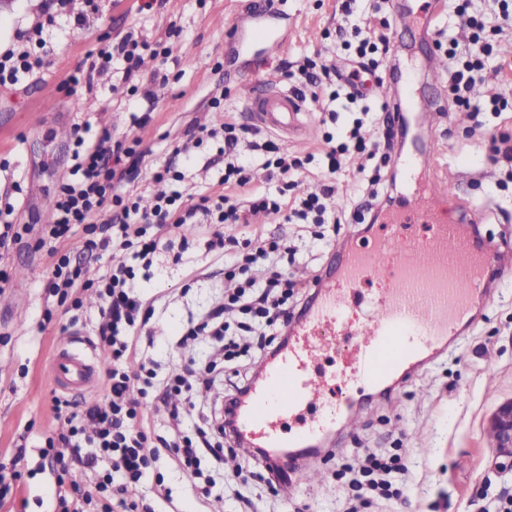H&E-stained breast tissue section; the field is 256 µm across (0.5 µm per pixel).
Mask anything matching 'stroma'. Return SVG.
<instances>
[{
  "label": "stroma",
  "mask_w": 512,
  "mask_h": 512,
  "mask_svg": "<svg viewBox=\"0 0 512 512\" xmlns=\"http://www.w3.org/2000/svg\"><path fill=\"white\" fill-rule=\"evenodd\" d=\"M250 0H165L162 8L140 14L136 0H105L103 13L91 17L81 33L67 23L53 30L51 64L19 83L0 86V197L18 195V223L44 224L54 190L72 165L74 124L90 122L94 133H120L133 129L146 150L147 163H163L182 144L191 122H218L210 109L213 90L223 89L224 103L234 109L239 123L255 126L246 102L245 87L255 80L276 76L281 61H302L321 54L336 57V29L342 22V0H274L288 18L287 45L276 60L251 70L233 61L234 36L250 24ZM43 0H0V52L16 47V32L40 13ZM431 32L408 21L391 26V43L414 47L413 55L379 60L378 73L391 78L392 67H413L414 86L421 109L435 108L430 152L420 172L447 178L459 210L480 214V235L494 242L512 241V182L506 164L494 163L490 150L494 136H512L511 109L471 115L448 101V69L452 62L435 45V32L444 29L457 43L458 55L472 50L470 30L460 26L453 0H439ZM180 34L167 38L169 25ZM148 40L166 39L170 57L165 65L147 58L142 74L164 67L170 77L155 86V118L146 126L131 128L129 108L112 93V75L95 78L92 90L70 95L64 80L104 45L118 41L129 30ZM280 88L292 89L296 75L276 76ZM314 103H306L303 121L312 123L307 142L280 134L283 148L310 157L306 171L295 178L294 194L318 191L323 180L320 154L325 131L346 133L352 116L339 111L335 121L322 123ZM216 225L188 236L184 246L161 258L163 274L147 281L141 293L152 302L149 326L156 339L150 353L159 373L211 354L207 341L175 349L180 328L189 315L219 305L224 298V260L208 252L206 242ZM325 240L301 237L294 270L326 272L337 262L341 247L362 239L358 224H329ZM11 283L0 293V472L17 474L20 491L8 503V512H46L54 499L57 479L72 482L65 463L47 460L38 471L34 459H18L20 443L42 446L57 426V401L80 403L100 398V389L79 394L56 388L50 361L60 336L74 334L78 347H86L87 332L71 326L70 315L58 306L49 290L52 260L47 250L33 245L14 248L10 256ZM501 273L490 270L496 285L493 302L483 311L471 332L456 346L419 373L404 378L392 393L356 402L353 428L332 436L315 451L293 461L287 483L267 485L249 477L239 481V493L225 491L243 453L224 457V471L211 500L195 499L188 476L172 461L160 472L172 500L159 512H341L344 490L336 478L341 465H358L365 449H399L410 480L401 497L378 499L365 512H482L490 501L484 490L499 492L506 484L491 469L494 440L493 414L512 400V283L500 285ZM53 318L44 321L45 307ZM317 479L305 481V471Z\"/></svg>",
  "instance_id": "1"
}]
</instances>
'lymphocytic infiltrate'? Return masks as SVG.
Returning a JSON list of instances; mask_svg holds the SVG:
<instances>
[{"instance_id": "f902f5d3", "label": "lymphocytic infiltrate", "mask_w": 512, "mask_h": 512, "mask_svg": "<svg viewBox=\"0 0 512 512\" xmlns=\"http://www.w3.org/2000/svg\"><path fill=\"white\" fill-rule=\"evenodd\" d=\"M341 9L345 24L338 30V40L348 52L345 63L336 67L321 58L308 57L299 68L323 111L333 116L338 110L347 111L356 105L362 112L343 139H336L330 132L323 135V154L332 174L354 153L370 161L388 162L397 135V116L393 113L386 118L383 141L367 142L362 133V116L370 111L364 78L375 75L377 54L390 51L385 33L390 23L384 19L379 29H366L354 20L351 0H343ZM99 12V0H45L40 20L17 34L21 49L0 53V86L17 84L20 74L43 67L54 52L46 34L60 18L72 19L79 29ZM454 12L461 25L471 30L473 41L480 44L478 51L467 54L461 65L448 73L454 105L476 114L504 111L511 105L506 99L495 95L484 104L471 98L470 89L476 75L495 60L492 44H481L482 35L502 32L512 22V11L504 8L491 17L478 16L471 14L469 0H457ZM150 48L147 39L130 32L99 52L101 60L119 75L112 91L127 98L135 126L151 121L153 86L161 80L156 73L148 78L140 74L143 54ZM185 135L196 148L216 143L224 159L212 194L190 192L185 186L188 166L171 160L152 174L155 182L168 184L169 189L155 195L151 202H144L141 193L121 191V184L138 180L146 153L140 148V139L132 134L115 138L106 132L97 137H77L73 165L55 192L47 223L20 226L10 220L15 211L13 204L0 208V288L10 282L8 267L13 247L33 233L37 247L47 249L54 260L50 286L59 304L83 309L82 293L90 287L99 300L96 346L112 363L104 396L67 417L38 450L42 459L72 458L81 478L90 484L83 495L72 500L58 494L56 501L63 512H112L116 504L128 507L130 512H154L139 490L148 470L166 457L177 461L193 477L198 495L210 496L214 480L203 470L202 462H223V442L235 434L234 409L239 398L247 394L254 376L243 373L240 385L225 399L223 416H200L193 427L185 429L180 421L196 407L194 388L202 383L214 384L226 367L248 366L274 356L285 342L300 294L298 283L288 272L295 246L281 238L261 235L241 245L236 237L217 233L208 240L207 247L225 254L224 303L203 318L188 319L181 327L178 344L184 347L199 337H214L221 350L219 359L201 366L192 362L166 376L159 375L150 360L142 362L138 373H128L124 362L138 353L147 325L138 280L154 275V261L165 245L166 235L198 224H245L259 212L318 228L343 223L349 217L359 222L378 196L379 180L371 177L363 179L366 194L347 213L328 209L326 201L335 191L331 181L320 193L292 200L288 192L305 163L288 155L272 137L246 139L241 126L231 120L211 127L192 123ZM259 170L264 171L267 186L256 184L255 173ZM74 237L81 239L83 252L96 258L122 251L128 260L107 269L97 280H85L81 267L70 260L67 243ZM259 266L267 270L261 280L253 275ZM160 405L172 424L166 434L154 437L147 433L144 422L150 410ZM404 473L399 455H367L358 475L350 481L354 493L345 500L343 512H360L369 493L395 497V486Z\"/></svg>"}]
</instances>
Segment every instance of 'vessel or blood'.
<instances>
[{
  "label": "vessel or blood",
  "mask_w": 512,
  "mask_h": 512,
  "mask_svg": "<svg viewBox=\"0 0 512 512\" xmlns=\"http://www.w3.org/2000/svg\"><path fill=\"white\" fill-rule=\"evenodd\" d=\"M255 20L242 55L273 59L285 43V17L256 0ZM250 107L266 127L299 132L302 105L291 92L252 89ZM453 196L444 188L414 190L375 225L366 244L349 246L337 270L317 281L307 311L288 330L286 343L263 361L245 399L235 409L236 432L243 451L300 448L333 429L349 428L355 393L385 386L394 376L418 370L458 340L476 308L492 296L484 274L495 266L512 271V247L480 242L466 225L448 221ZM385 279L383 294L366 290ZM365 309L350 324L351 307ZM344 340L350 352L334 372L317 364L322 351ZM97 363L61 340L52 375L66 390L87 386Z\"/></svg>",
  "instance_id": "obj_1"
}]
</instances>
